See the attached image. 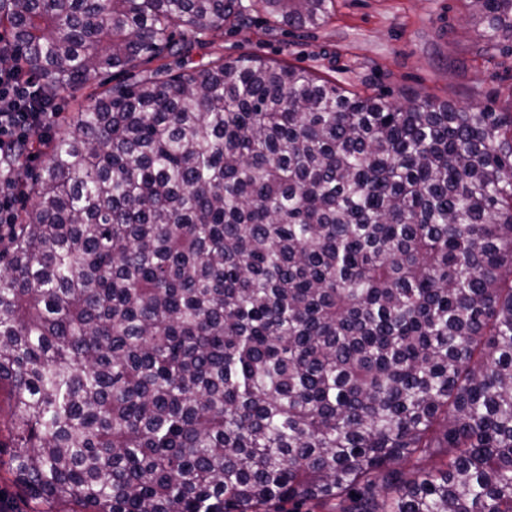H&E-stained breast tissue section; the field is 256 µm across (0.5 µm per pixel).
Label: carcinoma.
<instances>
[{"label":"carcinoma","instance_id":"carcinoma-1","mask_svg":"<svg viewBox=\"0 0 512 512\" xmlns=\"http://www.w3.org/2000/svg\"><path fill=\"white\" fill-rule=\"evenodd\" d=\"M479 8L506 54L512 0ZM336 0H0L55 103ZM0 247L12 484L65 512H512V110L247 55L79 103Z\"/></svg>","mask_w":512,"mask_h":512}]
</instances>
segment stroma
<instances>
[{"label":"stroma","instance_id":"1","mask_svg":"<svg viewBox=\"0 0 512 512\" xmlns=\"http://www.w3.org/2000/svg\"><path fill=\"white\" fill-rule=\"evenodd\" d=\"M481 32L459 0H337L335 14L320 27L274 30L264 15L250 12L166 63L175 70L201 69L250 54L369 88L391 102L430 94L459 107L504 112L512 109V71L477 55ZM156 66L152 60L132 71L100 73L61 97L58 106L70 112L87 96L118 82H136Z\"/></svg>","mask_w":512,"mask_h":512}]
</instances>
